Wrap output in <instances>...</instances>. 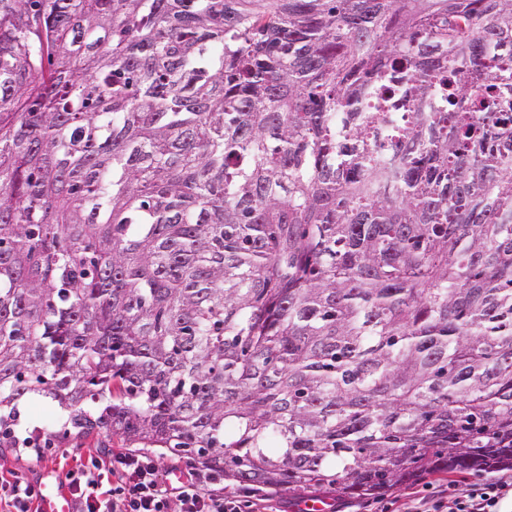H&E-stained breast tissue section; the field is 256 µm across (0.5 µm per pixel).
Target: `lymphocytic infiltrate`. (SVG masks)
<instances>
[{
    "mask_svg": "<svg viewBox=\"0 0 512 512\" xmlns=\"http://www.w3.org/2000/svg\"><path fill=\"white\" fill-rule=\"evenodd\" d=\"M69 482L72 512H261L250 501L210 487L195 470L170 480L149 454L115 452L95 469L76 463ZM42 494L40 482L0 477V512H33ZM512 503V479L460 483L414 494L399 506L381 505L378 512H505Z\"/></svg>",
    "mask_w": 512,
    "mask_h": 512,
    "instance_id": "1",
    "label": "lymphocytic infiltrate"
}]
</instances>
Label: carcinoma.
Segmentation results:
<instances>
[{"mask_svg":"<svg viewBox=\"0 0 512 512\" xmlns=\"http://www.w3.org/2000/svg\"><path fill=\"white\" fill-rule=\"evenodd\" d=\"M24 397L236 486L512 470V0H0Z\"/></svg>","mask_w":512,"mask_h":512,"instance_id":"obj_1","label":"carcinoma"}]
</instances>
